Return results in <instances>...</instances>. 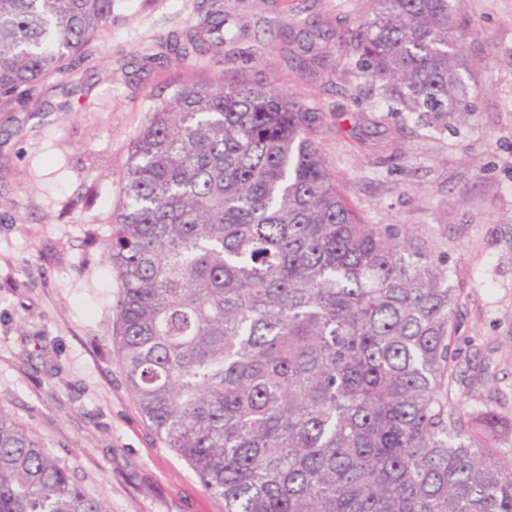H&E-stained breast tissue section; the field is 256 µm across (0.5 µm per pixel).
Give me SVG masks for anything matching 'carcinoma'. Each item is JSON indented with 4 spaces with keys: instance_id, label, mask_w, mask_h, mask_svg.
I'll list each match as a JSON object with an SVG mask.
<instances>
[{
    "instance_id": "1",
    "label": "carcinoma",
    "mask_w": 512,
    "mask_h": 512,
    "mask_svg": "<svg viewBox=\"0 0 512 512\" xmlns=\"http://www.w3.org/2000/svg\"><path fill=\"white\" fill-rule=\"evenodd\" d=\"M357 77L422 120L468 112L451 0H373ZM115 0H0V108L71 69ZM224 46L221 0L175 34ZM263 82L180 83L130 142L107 242L130 392L224 512H512V458L449 399L448 253L369 224ZM0 512H106L0 415Z\"/></svg>"
}]
</instances>
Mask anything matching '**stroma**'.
Masks as SVG:
<instances>
[{
	"instance_id": "stroma-1",
	"label": "stroma",
	"mask_w": 512,
	"mask_h": 512,
	"mask_svg": "<svg viewBox=\"0 0 512 512\" xmlns=\"http://www.w3.org/2000/svg\"><path fill=\"white\" fill-rule=\"evenodd\" d=\"M199 3L116 0L86 58L0 109V413L107 512H224L128 389L102 241L160 94L262 81L317 113L314 139L369 223L447 250L465 373L451 399L478 421L493 411L490 441L512 457V0H455L471 109L426 126L380 105L341 46L371 0H223L222 53L177 56L168 39L198 26Z\"/></svg>"
}]
</instances>
